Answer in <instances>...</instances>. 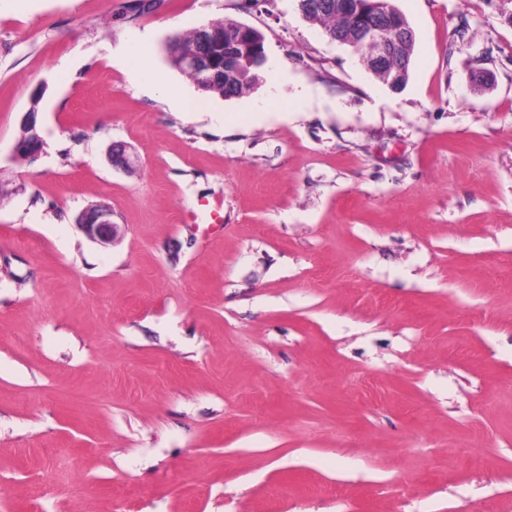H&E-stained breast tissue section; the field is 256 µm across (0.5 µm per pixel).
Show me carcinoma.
I'll list each match as a JSON object with an SVG mask.
<instances>
[{
  "mask_svg": "<svg viewBox=\"0 0 512 512\" xmlns=\"http://www.w3.org/2000/svg\"><path fill=\"white\" fill-rule=\"evenodd\" d=\"M367 5L366 0H358L353 11L348 15L330 10L313 14L309 16V20L322 26L327 33L345 32L349 34L360 24L371 19L370 12L366 10ZM213 26L224 30V45L219 47L218 51L222 52L229 46L235 47L239 57L245 63V77L238 78L227 75L206 85L203 90L219 93L224 97L238 96L249 88L262 68L259 59L265 51L264 38L257 30L241 32L232 20L217 21L213 23ZM413 47L414 40L412 39L401 41L395 45L392 55L394 70L386 78V84L395 90L402 88L408 81Z\"/></svg>",
  "mask_w": 512,
  "mask_h": 512,
  "instance_id": "cac0c4a2",
  "label": "carcinoma"
}]
</instances>
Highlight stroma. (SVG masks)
I'll use <instances>...</instances> for the list:
<instances>
[{"label": "stroma", "instance_id": "1", "mask_svg": "<svg viewBox=\"0 0 512 512\" xmlns=\"http://www.w3.org/2000/svg\"><path fill=\"white\" fill-rule=\"evenodd\" d=\"M395 4L397 92L296 0H0V512H512V0ZM211 25L224 29V33L217 31L210 25H204L180 37V44L189 45L196 31L194 46L180 57L179 64L183 69L195 75L200 84L211 82L202 87V90L219 93L224 97L238 96L249 88L256 76L258 77L260 69L264 66L258 61L261 54L265 51L264 38L259 31L254 29V31L248 32L251 30V27L237 23L240 31L233 20L217 21L211 23ZM222 42L224 46L222 44L217 48V51L221 52V58H223L224 51V64L223 66H217L213 60L211 48L214 44ZM229 46H234L239 57L244 61L245 76L238 78L225 75V79L222 77L216 80L220 72H223V74L225 72L233 73L239 76L241 71L233 48L224 50V47ZM245 77L249 80H245ZM143 57L142 45L134 44L129 48L126 56L123 58V62L126 66L134 70L143 84L148 86L158 85L159 80L156 75L144 65ZM112 212L105 207H95L83 211L76 218V225L93 242L102 247L112 245L117 233V224Z\"/></svg>", "mask_w": 512, "mask_h": 512}]
</instances>
